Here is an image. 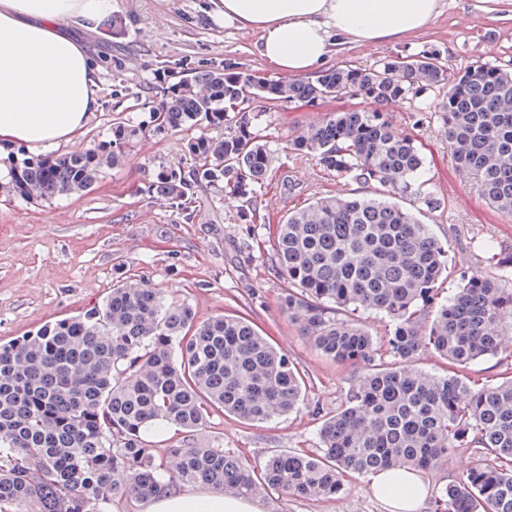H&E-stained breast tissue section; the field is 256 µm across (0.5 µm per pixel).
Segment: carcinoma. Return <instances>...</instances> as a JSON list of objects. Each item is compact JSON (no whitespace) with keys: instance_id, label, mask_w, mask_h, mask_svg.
I'll return each instance as SVG.
<instances>
[{"instance_id":"carcinoma-1","label":"carcinoma","mask_w":512,"mask_h":512,"mask_svg":"<svg viewBox=\"0 0 512 512\" xmlns=\"http://www.w3.org/2000/svg\"><path fill=\"white\" fill-rule=\"evenodd\" d=\"M431 88L443 92L434 114L457 168L512 216V70L476 62L454 71L434 50L336 65L307 80L231 64L182 74L149 121L114 118L107 142L11 156L7 191L52 198L85 191L150 127L194 131L185 142L194 165L159 172L150 189L189 220L197 188L209 184L237 199L240 221L253 224L281 154L262 135V117L282 102L360 96L375 109L330 113L287 148L381 192L318 197L288 211L271 240L290 285L288 317L322 356L361 369L340 410L321 422L320 453L276 452L257 469L195 439L216 417L265 423L294 412L306 377L245 317L201 322L190 304L123 283L83 313L0 346V512H120L130 500L196 485L330 498L348 476L440 468L453 448L472 449L477 464L437 491L433 512H512V371L491 384L459 374L505 348L512 290L474 273L442 298L448 250L400 204L444 206L425 179L422 145L383 113ZM226 122L233 128L212 134ZM365 311L392 321L383 350L354 318ZM428 349L445 361L444 374L414 367ZM159 419L183 434L162 453L145 438Z\"/></svg>"}]
</instances>
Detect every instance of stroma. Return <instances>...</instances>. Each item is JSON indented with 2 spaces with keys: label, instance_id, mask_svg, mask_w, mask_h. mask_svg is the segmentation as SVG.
Wrapping results in <instances>:
<instances>
[{
  "label": "stroma",
  "instance_id": "obj_1",
  "mask_svg": "<svg viewBox=\"0 0 512 512\" xmlns=\"http://www.w3.org/2000/svg\"><path fill=\"white\" fill-rule=\"evenodd\" d=\"M73 33L100 67L101 105L83 137L87 143L108 140L113 118L135 104L161 100L156 71L211 70L231 62L270 79L277 76L259 54L258 32L225 25L214 0H112V14L98 30L77 27ZM431 49L456 70L478 60L512 70V0L502 5L442 0L440 14L421 32L344 46L329 63L364 67ZM438 100L433 90L388 105L385 113L398 131L421 142L426 177L446 202L444 209L422 215L448 250L453 274L444 292L453 294L474 272L512 289V217L486 205L474 180L458 171L440 123L421 118L420 108ZM370 107L362 98L287 102L267 118L264 133L277 145L326 114ZM186 139L183 133L147 132L125 164L105 170L89 190L49 199L4 192L9 165L0 158V345L102 302L113 285L146 281L170 300L189 302L198 320L245 315L307 377L299 411L261 424L228 416L200 431V441L255 465L275 449L317 450L322 415L336 412L360 371L321 356L284 313L288 282L271 260L267 242L288 210L320 196L371 194L375 188L327 173L309 156L286 154L258 197L255 223H241L236 202L210 187L199 188L195 216L188 220L148 189L157 172L191 167L183 150ZM475 463L471 449L458 448L445 466L422 473L421 512H432L436 492ZM259 506L262 512H387L364 475L349 477L333 498L273 493L260 498Z\"/></svg>",
  "mask_w": 512,
  "mask_h": 512
}]
</instances>
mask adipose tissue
Segmentation results:
<instances>
[{"mask_svg": "<svg viewBox=\"0 0 512 512\" xmlns=\"http://www.w3.org/2000/svg\"><path fill=\"white\" fill-rule=\"evenodd\" d=\"M439 10L440 0H219L226 24L258 31L261 57L296 76L334 48L422 30ZM111 11L112 0H0V151L36 154L78 142L100 107L99 84L85 48L64 28ZM369 484L391 512H419L425 497L410 468L370 474ZM143 512L261 510L254 499L202 489L151 498Z\"/></svg>", "mask_w": 512, "mask_h": 512, "instance_id": "ef3b65f1", "label": "adipose tissue"}]
</instances>
